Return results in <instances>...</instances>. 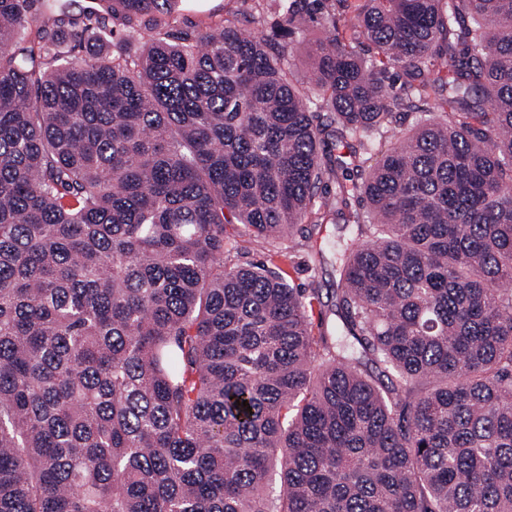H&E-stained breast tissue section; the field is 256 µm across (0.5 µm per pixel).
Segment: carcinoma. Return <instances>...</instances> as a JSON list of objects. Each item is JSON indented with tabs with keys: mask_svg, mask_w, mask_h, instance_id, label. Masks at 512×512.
Instances as JSON below:
<instances>
[{
	"mask_svg": "<svg viewBox=\"0 0 512 512\" xmlns=\"http://www.w3.org/2000/svg\"><path fill=\"white\" fill-rule=\"evenodd\" d=\"M59 2L0 0V512H512V0H338L348 41L324 0ZM312 212L349 229L316 333L228 263ZM257 0H181L179 11L171 18L172 32H196L208 24L237 14H254ZM325 37V31L320 22L309 21L303 35L294 39L289 54L292 78L295 82L308 84L314 67L313 49Z\"/></svg>",
	"mask_w": 512,
	"mask_h": 512,
	"instance_id": "cac0c4a2",
	"label": "carcinoma"
}]
</instances>
